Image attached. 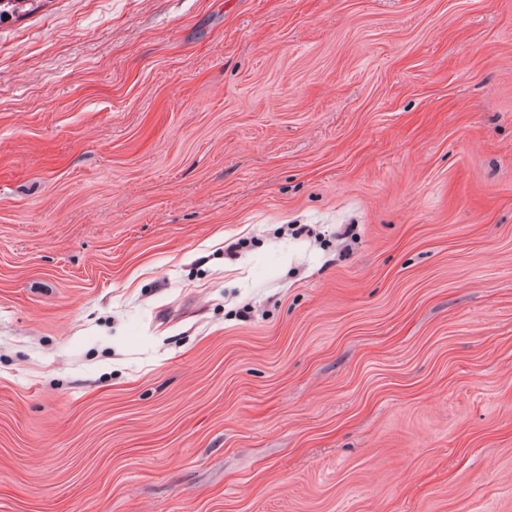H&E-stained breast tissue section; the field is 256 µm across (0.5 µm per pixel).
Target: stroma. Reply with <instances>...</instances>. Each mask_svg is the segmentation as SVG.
<instances>
[{"label": "stroma", "mask_w": 512, "mask_h": 512, "mask_svg": "<svg viewBox=\"0 0 512 512\" xmlns=\"http://www.w3.org/2000/svg\"><path fill=\"white\" fill-rule=\"evenodd\" d=\"M0 10V512H512V0Z\"/></svg>", "instance_id": "obj_1"}]
</instances>
